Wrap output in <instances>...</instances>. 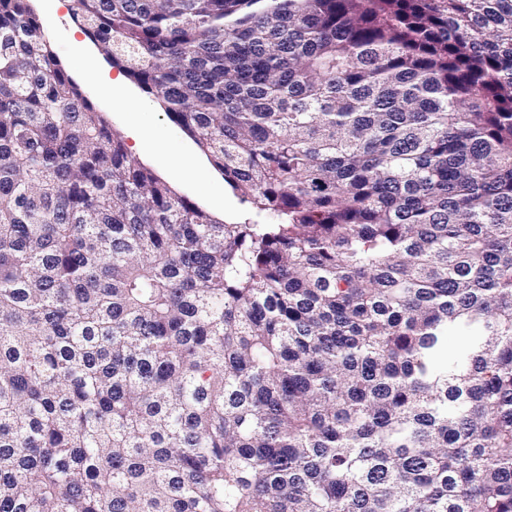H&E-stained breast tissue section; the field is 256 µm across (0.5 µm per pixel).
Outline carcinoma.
Instances as JSON below:
<instances>
[{"mask_svg":"<svg viewBox=\"0 0 512 512\" xmlns=\"http://www.w3.org/2000/svg\"><path fill=\"white\" fill-rule=\"evenodd\" d=\"M69 10L252 220L0 0V512H512V0ZM29 3L38 14L45 33L52 35L51 41L61 65L96 107L106 113L109 124L119 131L128 152L166 180L180 195L187 197L216 219L228 222L242 221L247 214L246 206L241 204L239 198L224 182V176L197 148L193 140L169 119L157 99L143 92L122 71L112 68L105 60L110 77L119 76L125 88L130 91L129 104L122 106L114 99L112 100L115 97L121 102L127 97L118 79L101 83L102 91L111 94L112 98L95 90L94 83L90 82L86 76L93 81H99L98 72L92 68L86 75L85 72L87 67L101 68L103 62L99 57H90L88 60L79 57L86 54V46L83 42L74 44L76 55L72 52L73 39L93 43L84 33L82 26L71 17L68 0H31ZM57 4L60 6L57 7ZM130 124L145 125L155 132L157 140L151 152L144 153L135 144V142L138 144L152 139L150 131L141 126L131 127L128 130ZM127 132L135 141L128 136ZM186 155L199 159L206 168L209 178L187 179L165 168V161ZM223 196L224 205L217 207L212 203V199L223 198Z\"/></svg>","mask_w":512,"mask_h":512,"instance_id":"obj_1","label":"carcinoma"}]
</instances>
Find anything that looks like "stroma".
<instances>
[{
  "mask_svg": "<svg viewBox=\"0 0 512 512\" xmlns=\"http://www.w3.org/2000/svg\"><path fill=\"white\" fill-rule=\"evenodd\" d=\"M38 14L45 32L50 33L58 58L66 72L80 85L84 94L105 112L111 126L126 135L129 125L141 124L150 127L156 134V143L151 152H144L133 140L127 139L125 146L141 163L166 180L180 195L187 197L219 220L237 222L247 214L223 175L208 167L207 174L198 179H187L165 168V161L186 155H196L198 148L193 140L167 116L163 106L152 95L125 81L129 89L128 105H121L107 95L96 91L86 75L87 67H102L101 58L89 59L75 55L71 50L72 40H85L86 35L69 12L68 0H30Z\"/></svg>",
  "mask_w": 512,
  "mask_h": 512,
  "instance_id": "35a3bbf8",
  "label": "stroma"
}]
</instances>
